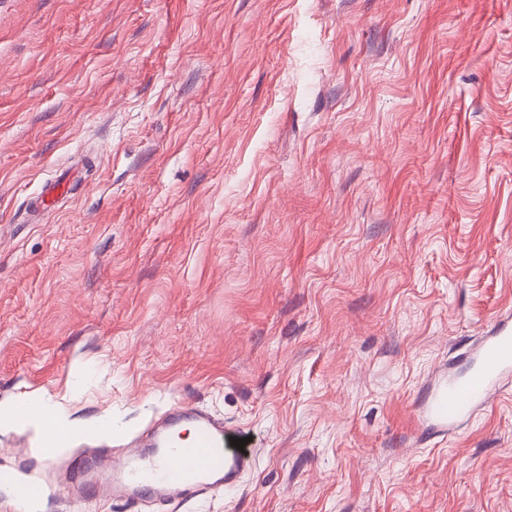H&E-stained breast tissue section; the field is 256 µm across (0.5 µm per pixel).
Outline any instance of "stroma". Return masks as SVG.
Returning a JSON list of instances; mask_svg holds the SVG:
<instances>
[{"mask_svg": "<svg viewBox=\"0 0 512 512\" xmlns=\"http://www.w3.org/2000/svg\"><path fill=\"white\" fill-rule=\"evenodd\" d=\"M503 316L512 0H0V406L85 430L0 422V512H512V381L414 427ZM183 404L250 437L238 487L62 497Z\"/></svg>", "mask_w": 512, "mask_h": 512, "instance_id": "stroma-1", "label": "stroma"}]
</instances>
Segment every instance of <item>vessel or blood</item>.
Listing matches in <instances>:
<instances>
[{
	"label": "vessel or blood",
	"instance_id": "vessel-or-blood-1",
	"mask_svg": "<svg viewBox=\"0 0 512 512\" xmlns=\"http://www.w3.org/2000/svg\"><path fill=\"white\" fill-rule=\"evenodd\" d=\"M512 378V324L500 321L482 336L470 367L448 374L429 392L417 426L448 431L475 409L489 406L505 380ZM194 430L191 443H178L182 424ZM233 431L202 407L189 414L171 412L167 424L150 425L142 440L124 451L97 448L75 454L71 468L79 500L99 496L97 472L102 463L112 469L115 486L136 493L153 491L176 503L185 496L206 495L238 486L252 466L251 450L232 445Z\"/></svg>",
	"mask_w": 512,
	"mask_h": 512
}]
</instances>
